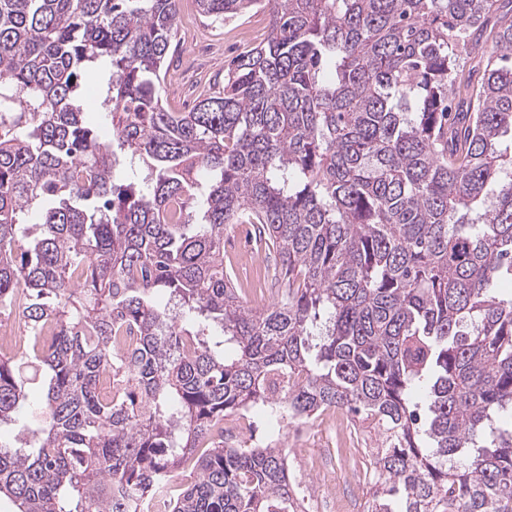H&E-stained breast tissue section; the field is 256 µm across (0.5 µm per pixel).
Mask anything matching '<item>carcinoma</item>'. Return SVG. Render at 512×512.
Returning a JSON list of instances; mask_svg holds the SVG:
<instances>
[{
  "label": "carcinoma",
  "instance_id": "carcinoma-1",
  "mask_svg": "<svg viewBox=\"0 0 512 512\" xmlns=\"http://www.w3.org/2000/svg\"><path fill=\"white\" fill-rule=\"evenodd\" d=\"M195 2L270 32L175 112L179 0H0V313L27 329L0 424L45 388L0 496L301 512L286 449L227 445L224 419L339 408L380 432L364 512H512V0ZM120 152L143 187L114 182ZM230 224L269 242L276 301L224 271Z\"/></svg>",
  "mask_w": 512,
  "mask_h": 512
}]
</instances>
